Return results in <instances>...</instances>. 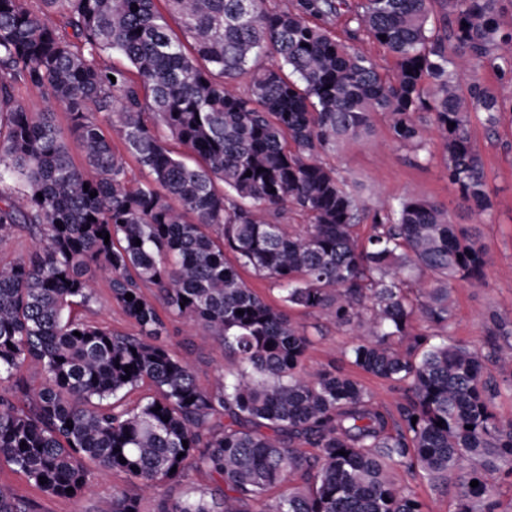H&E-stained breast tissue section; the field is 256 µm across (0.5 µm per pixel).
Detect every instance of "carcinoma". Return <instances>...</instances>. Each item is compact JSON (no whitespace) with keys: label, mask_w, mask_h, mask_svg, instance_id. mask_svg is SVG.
Instances as JSON below:
<instances>
[{"label":"carcinoma","mask_w":512,"mask_h":512,"mask_svg":"<svg viewBox=\"0 0 512 512\" xmlns=\"http://www.w3.org/2000/svg\"><path fill=\"white\" fill-rule=\"evenodd\" d=\"M157 2L0 0V241L32 240L26 256L0 260V462L51 497H76L109 470L151 491L193 469L217 476L207 494L160 497L156 512H252L277 489L261 512H426L392 480L414 468L458 482L454 512H512L487 477L504 461L512 479V419L493 412L499 386L487 383L491 364L512 390V320L491 316L488 355L448 332L452 284L486 285L485 243L414 192L367 205L322 159L371 136L381 113L391 141L427 160L432 126L448 184L471 213H489L469 112L491 126L512 112V0H164L166 15ZM364 37L394 55L393 72L353 46ZM105 51L127 66L100 65ZM22 87L62 106L68 128L19 102ZM126 154L146 183L129 186ZM293 211L309 223H284ZM242 269L352 336L345 358L394 385L395 412L349 374L303 371L307 326ZM100 272L135 332L73 316ZM170 318L223 340L238 372L201 385ZM146 383L154 395L128 406ZM0 512L34 508L0 484ZM99 512L140 509L115 489ZM242 277L253 290L266 302L273 305H280V292L278 287L269 280L255 276L252 272L243 270Z\"/></svg>","instance_id":"1"}]
</instances>
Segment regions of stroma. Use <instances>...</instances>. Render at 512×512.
Segmentation results:
<instances>
[{
    "instance_id": "stroma-1",
    "label": "stroma",
    "mask_w": 512,
    "mask_h": 512,
    "mask_svg": "<svg viewBox=\"0 0 512 512\" xmlns=\"http://www.w3.org/2000/svg\"><path fill=\"white\" fill-rule=\"evenodd\" d=\"M469 120L471 139L482 158L493 201L490 216L482 220L471 217L449 185L442 156L437 152L439 139L435 130L424 133L435 154L428 163L417 166L392 143L387 120L379 114L374 118L375 134L371 139L329 153L326 161L339 166L356 181L363 196L372 202L390 201L413 190L446 205L457 224L480 234L490 258L486 270L488 285L474 288L464 282L455 284L449 327L455 340L480 347L485 342L491 314L512 319V118L502 117L493 128L486 124L483 113L471 112ZM76 312L84 320L118 331L131 329L121 308L113 303L109 280L103 273L97 276L95 299L77 307ZM169 329L172 343L190 362L202 385H211L217 378L237 371V358L225 352L221 341L200 340L196 327L181 320L170 322ZM349 340V335L336 327L323 326L304 359L305 369L315 373L333 365L348 370L342 350ZM1 483L11 485L34 501L37 512H97L101 501L116 488L138 498L141 512H155L159 496L175 499L207 492L215 486L206 471L193 470L182 482L167 484L156 494L129 481L123 473L107 471L95 473L90 490L78 497H50L31 488L5 465H0Z\"/></svg>"
}]
</instances>
